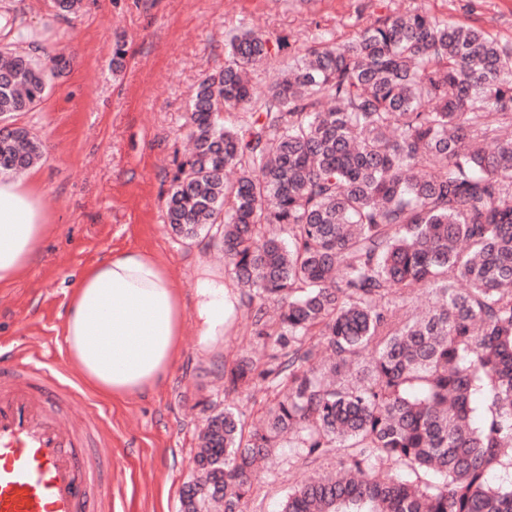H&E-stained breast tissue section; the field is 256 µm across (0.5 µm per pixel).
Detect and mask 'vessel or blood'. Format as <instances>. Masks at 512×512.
I'll return each mask as SVG.
<instances>
[{"label": "vessel or blood", "instance_id": "vessel-or-blood-1", "mask_svg": "<svg viewBox=\"0 0 512 512\" xmlns=\"http://www.w3.org/2000/svg\"><path fill=\"white\" fill-rule=\"evenodd\" d=\"M78 390L42 363L0 361V512H112V469L56 406Z\"/></svg>", "mask_w": 512, "mask_h": 512}]
</instances>
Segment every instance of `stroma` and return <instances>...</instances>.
Wrapping results in <instances>:
<instances>
[{"label":"stroma","instance_id":"stroma-1","mask_svg":"<svg viewBox=\"0 0 512 512\" xmlns=\"http://www.w3.org/2000/svg\"><path fill=\"white\" fill-rule=\"evenodd\" d=\"M9 3L38 33L27 51L43 59L63 54L68 67L36 111L13 118L46 146L35 170L49 231L37 263L0 287V355L21 351L27 361L40 358L68 373V302L92 261L136 247L164 263L185 295L203 276L234 285L220 248L204 235H176L163 210L174 161L191 148L190 95L223 67L225 28H254L305 48L420 6L512 39V0H83L68 16L56 14L51 0ZM118 44L127 54L116 72ZM247 313L244 297H236L223 338L208 344L188 315L175 365L152 391L109 401L76 380L106 418L88 443L112 450V512H180L197 436L213 409L230 404L247 420L256 414L263 391L224 392L225 367L267 353L251 336ZM313 469L294 449H280L255 477L245 512H280L290 488Z\"/></svg>","mask_w":512,"mask_h":512}]
</instances>
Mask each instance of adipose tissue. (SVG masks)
<instances>
[{
    "instance_id": "1",
    "label": "adipose tissue",
    "mask_w": 512,
    "mask_h": 512,
    "mask_svg": "<svg viewBox=\"0 0 512 512\" xmlns=\"http://www.w3.org/2000/svg\"><path fill=\"white\" fill-rule=\"evenodd\" d=\"M48 222L36 179L0 176V287L37 262ZM187 301L150 252H111L87 266L72 291L64 336L73 366L108 400L154 389L180 351ZM191 301L204 341L223 335L233 305L223 283L204 279Z\"/></svg>"
}]
</instances>
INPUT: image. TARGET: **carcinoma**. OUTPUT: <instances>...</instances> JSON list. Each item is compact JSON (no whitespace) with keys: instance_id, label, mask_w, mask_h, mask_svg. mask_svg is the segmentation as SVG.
Here are the masks:
<instances>
[{"instance_id":"1","label":"carcinoma","mask_w":512,"mask_h":512,"mask_svg":"<svg viewBox=\"0 0 512 512\" xmlns=\"http://www.w3.org/2000/svg\"><path fill=\"white\" fill-rule=\"evenodd\" d=\"M35 36L0 48L1 175L43 159L7 120L67 64L20 48ZM224 49L193 89L166 221L215 231L272 349L224 372L228 394L265 389L258 423L209 417L181 512H243L285 434L345 460L281 512H512V41L417 9L306 49L231 29ZM420 287L432 306L401 316Z\"/></svg>"}]
</instances>
